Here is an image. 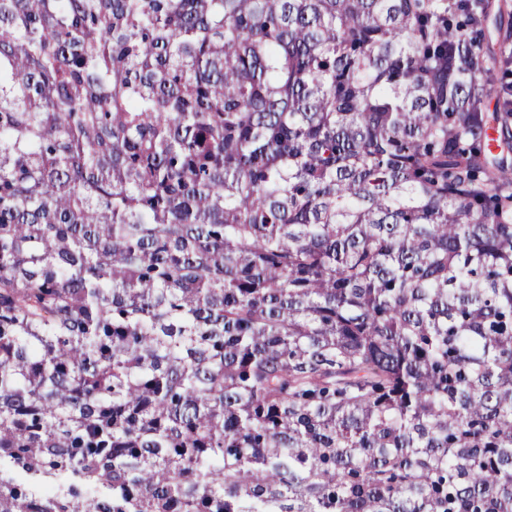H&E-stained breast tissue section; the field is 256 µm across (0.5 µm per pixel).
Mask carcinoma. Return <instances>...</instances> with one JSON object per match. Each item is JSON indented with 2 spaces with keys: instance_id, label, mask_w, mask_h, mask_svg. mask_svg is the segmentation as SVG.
<instances>
[{
  "instance_id": "cac0c4a2",
  "label": "carcinoma",
  "mask_w": 512,
  "mask_h": 512,
  "mask_svg": "<svg viewBox=\"0 0 512 512\" xmlns=\"http://www.w3.org/2000/svg\"><path fill=\"white\" fill-rule=\"evenodd\" d=\"M490 0H0V512H512Z\"/></svg>"
}]
</instances>
